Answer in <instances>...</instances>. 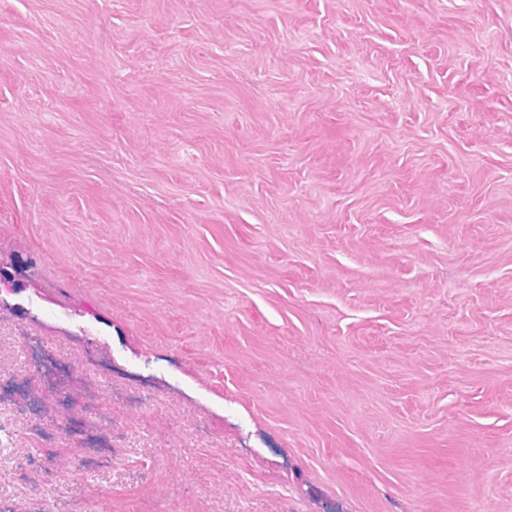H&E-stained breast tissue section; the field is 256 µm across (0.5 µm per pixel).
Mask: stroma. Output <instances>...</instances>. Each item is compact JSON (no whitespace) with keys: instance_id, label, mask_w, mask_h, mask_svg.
I'll list each match as a JSON object with an SVG mask.
<instances>
[{"instance_id":"stroma-1","label":"stroma","mask_w":512,"mask_h":512,"mask_svg":"<svg viewBox=\"0 0 512 512\" xmlns=\"http://www.w3.org/2000/svg\"><path fill=\"white\" fill-rule=\"evenodd\" d=\"M0 259V512H512V0H0Z\"/></svg>"}]
</instances>
